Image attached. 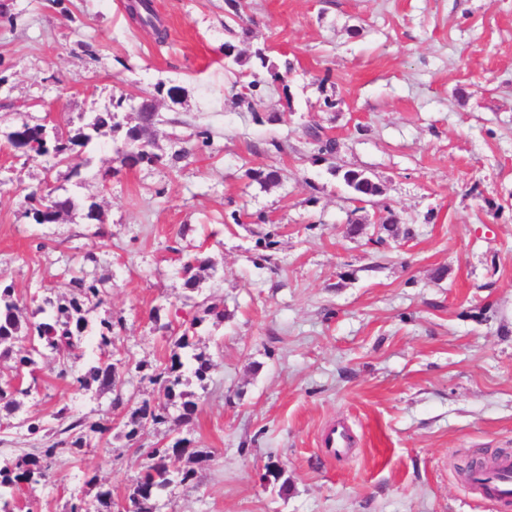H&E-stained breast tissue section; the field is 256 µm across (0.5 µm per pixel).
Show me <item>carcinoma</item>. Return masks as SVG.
Returning <instances> with one entry per match:
<instances>
[{
	"mask_svg": "<svg viewBox=\"0 0 512 512\" xmlns=\"http://www.w3.org/2000/svg\"><path fill=\"white\" fill-rule=\"evenodd\" d=\"M132 16L148 27H156V17L147 0H137L129 5ZM257 66L266 70L278 80L291 70V62L284 59L278 63L272 61L266 51L254 52ZM126 108V98H112V110L95 113L89 121L75 130L56 131L48 141H43V124H30L26 121L14 126L7 133L6 142L15 151L28 158L39 157L50 152L61 165L68 167L75 175L87 165L82 148L94 139L107 133H121V144L115 147L117 167L133 169L140 166L162 164L165 158L154 152L153 148L140 145L151 125L156 123L157 113L147 114L143 123L126 127L119 114ZM343 180L352 192V200L368 202L382 193L380 186L364 171L349 169L344 172ZM25 213L37 224L49 221V215L39 207L37 191L21 188L18 190ZM205 265L197 254L181 251V271L185 285L195 287L198 280L196 270ZM67 287L70 298L54 305L48 318L42 322H23L20 319V302L15 297L14 288L0 281V345L7 347L0 351V358L13 362L10 373L0 375V408L12 414L19 406L17 397L27 396L31 387L24 386L25 374H34L43 351L49 349L59 356L56 378L67 381L79 389H88L97 385L98 390L115 392L113 407L129 404L116 388L118 376L116 366L107 355L112 345L114 324L103 320L97 328L90 324L91 313L101 304L103 290L98 287V280L92 279L79 269L73 272ZM201 319L195 317L184 326L181 333L171 337L173 353L164 364L156 367L149 380L160 384L164 389L166 405H180L181 418L189 422L197 412L198 404L192 400V393L182 389L184 369L189 368L199 382H204L212 369L209 356L195 352L196 328ZM93 333L98 356L85 369L78 370L68 365V360L75 350L83 344L87 333ZM58 421L57 428L49 429L38 418L22 421L31 435L45 433L48 440L40 448L22 454L0 458V512H16L19 496L26 490L33 491L36 486L48 482L53 475V467L64 455H74L84 448L95 434H105L110 427L103 423L88 424L81 418H75L61 408L54 414ZM167 416L161 410L153 409L149 401L143 400L131 411V428L124 433L128 440H134L147 425H160ZM178 441L164 448H154L141 464L140 471L133 481L127 500L129 504L121 505L112 499V491L99 484L97 476H87L86 483L98 487L97 500L100 509L97 512H159L158 498L173 483L192 488L195 485L196 471L183 469L172 472L173 461L187 452L177 447Z\"/></svg>",
	"mask_w": 512,
	"mask_h": 512,
	"instance_id": "cac0c4a2",
	"label": "carcinoma"
}]
</instances>
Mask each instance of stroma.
Masks as SVG:
<instances>
[{
  "mask_svg": "<svg viewBox=\"0 0 512 512\" xmlns=\"http://www.w3.org/2000/svg\"><path fill=\"white\" fill-rule=\"evenodd\" d=\"M128 2L0 0L12 16L0 20V132L25 118L75 129L162 82L181 92L157 97V152L197 129L209 145L174 168L116 173L107 134L75 177L0 139V279L24 301L67 298L68 268L101 280L91 321L118 320L110 358L132 402H162L135 366L161 365L192 317L213 369L186 385L191 422L172 406L129 441L128 410L56 379L46 352L32 394L0 424V455L35 448L22 418L51 425L63 407L112 429L59 459L19 512H66L73 497L95 507L92 474L125 501L143 452L178 437L193 450L178 466L198 485L174 488L161 512H507L458 468L512 454V0H241L236 37L227 0H152L162 45ZM228 42L292 63L286 82L263 76L255 110L237 102ZM312 127L335 157L317 159ZM270 169L277 182L252 176ZM346 169L381 195L352 202ZM47 181L95 201L98 221L82 206L54 224L27 218L18 189ZM381 216L395 229L384 246ZM179 246L207 260L192 291ZM204 300L223 317L204 315ZM336 422L358 444L333 456L321 435Z\"/></svg>",
  "mask_w": 512,
  "mask_h": 512,
  "instance_id": "1",
  "label": "stroma"
}]
</instances>
